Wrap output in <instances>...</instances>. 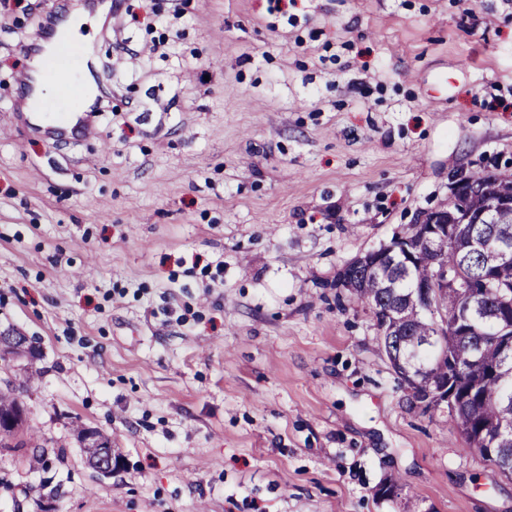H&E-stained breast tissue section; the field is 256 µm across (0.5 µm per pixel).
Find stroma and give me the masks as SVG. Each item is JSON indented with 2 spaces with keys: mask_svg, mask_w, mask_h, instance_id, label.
<instances>
[{
  "mask_svg": "<svg viewBox=\"0 0 512 512\" xmlns=\"http://www.w3.org/2000/svg\"><path fill=\"white\" fill-rule=\"evenodd\" d=\"M58 2L0 0V332L37 340L0 390L38 372L0 512H512L336 285L453 174L512 173V0L75 9L112 109L52 140L14 49ZM89 437L87 439L88 445H92V448H96L95 454L92 456L90 461H87L88 464L103 475H111L112 472L116 469V465L114 458L112 456V450L109 449L107 444L112 445V436L108 433H103L101 431H96L92 429H88ZM101 439V442L99 440ZM107 443V444H105Z\"/></svg>",
  "mask_w": 512,
  "mask_h": 512,
  "instance_id": "35a3bbf8",
  "label": "stroma"
}]
</instances>
